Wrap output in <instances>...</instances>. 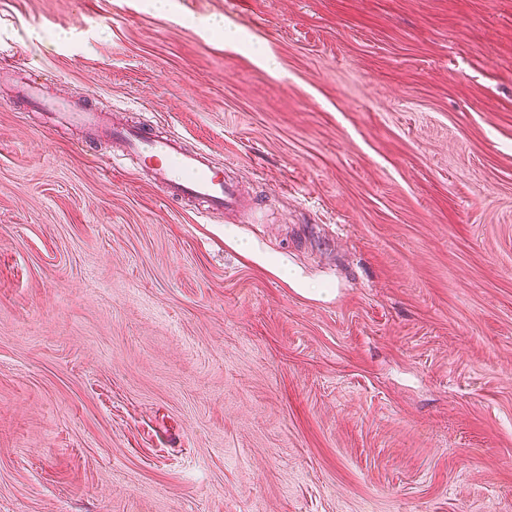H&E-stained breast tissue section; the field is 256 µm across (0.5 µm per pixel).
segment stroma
<instances>
[{"instance_id": "1", "label": "stroma", "mask_w": 512, "mask_h": 512, "mask_svg": "<svg viewBox=\"0 0 512 512\" xmlns=\"http://www.w3.org/2000/svg\"><path fill=\"white\" fill-rule=\"evenodd\" d=\"M171 3L0 0V512H512V0ZM20 96L51 112L63 123L83 128L88 136L106 137L122 145V155L132 159L139 170L150 173V182L167 199H187L202 207L201 213L239 209L237 187L224 179V167L217 166L203 148L188 150L176 129L153 134L132 128L113 114L74 107L71 102L47 95L40 85L24 83Z\"/></svg>"}]
</instances>
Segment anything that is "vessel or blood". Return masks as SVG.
Here are the masks:
<instances>
[{
    "mask_svg": "<svg viewBox=\"0 0 512 512\" xmlns=\"http://www.w3.org/2000/svg\"><path fill=\"white\" fill-rule=\"evenodd\" d=\"M19 94L63 123L85 129L87 135L102 133L120 143L123 155L138 169L149 172L151 184L165 198L190 200L207 213L239 208V191L225 180L223 167L215 164L206 149H186L177 130L158 134L133 128L111 114L77 108L67 100L49 96L34 83L23 84Z\"/></svg>",
    "mask_w": 512,
    "mask_h": 512,
    "instance_id": "obj_1",
    "label": "vessel or blood"
}]
</instances>
